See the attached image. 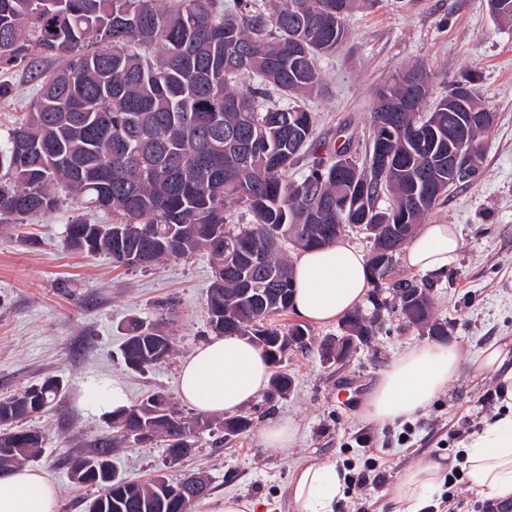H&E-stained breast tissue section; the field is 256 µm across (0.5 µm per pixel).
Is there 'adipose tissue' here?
Instances as JSON below:
<instances>
[{
  "instance_id": "adipose-tissue-1",
  "label": "adipose tissue",
  "mask_w": 512,
  "mask_h": 512,
  "mask_svg": "<svg viewBox=\"0 0 512 512\" xmlns=\"http://www.w3.org/2000/svg\"><path fill=\"white\" fill-rule=\"evenodd\" d=\"M461 247L454 225L427 224L406 248L404 262L423 274H444ZM293 311L304 321L326 325L361 304L370 289L366 259L345 239L305 251L294 264ZM505 351L493 346L478 358L454 347L421 344L400 354L377 380L365 404L366 418L377 425L404 423L422 411L462 372L502 370ZM271 364L244 336L210 339L180 365L177 393L196 411L232 414L268 387ZM503 415L485 422L465 438L463 463L471 490L489 500L512 498V390ZM453 468L428 457L416 460L390 488L393 506L423 512ZM346 479L333 464L298 467L290 481L296 512H335ZM58 489L44 472L19 467L0 477V512H57Z\"/></svg>"
}]
</instances>
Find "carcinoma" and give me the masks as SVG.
Returning <instances> with one entry per match:
<instances>
[{"label": "carcinoma", "instance_id": "carcinoma-1", "mask_svg": "<svg viewBox=\"0 0 512 512\" xmlns=\"http://www.w3.org/2000/svg\"><path fill=\"white\" fill-rule=\"evenodd\" d=\"M334 0H281L267 13L255 0H0V70L21 69L35 89L29 110L0 140V217L24 220L72 200L112 214L110 224L77 221L65 229L73 249L104 254L117 267L136 268L170 257L209 256L212 281L207 315L217 336L249 337L277 367L267 399L288 394L280 370L291 344L310 350L305 325L274 324L291 309L293 268L285 246H327L347 229L372 240L368 266L373 287L386 280L390 258L414 236L422 218L455 187L481 176L489 126L466 131L474 145V176L448 171V127L484 107L448 96L428 111L429 78L420 68L399 71L378 94L363 160L351 139L330 164L317 160L299 181L288 170L313 151L315 113L295 102L320 87L317 58L336 51L346 36L345 12ZM512 26V0H486ZM100 43L106 48L91 50ZM67 65L47 71V56ZM246 76L248 87L233 88ZM390 203L381 207V198ZM434 281L391 285L400 302L413 297L408 321L429 336L448 335L434 316ZM343 324L360 344L376 329L362 311ZM119 355L144 371L171 356L173 338L158 324L130 318ZM67 391L55 376L0 399V472L35 457L43 433L18 422L42 414ZM107 430L90 454L75 458L71 477L101 494L86 512H190L210 491L207 478L189 474L177 507L159 497V474L143 483L120 477L112 453L147 430L164 448H193L201 430L236 437L251 425L245 415L187 417L163 393L103 414Z\"/></svg>", "mask_w": 512, "mask_h": 512}]
</instances>
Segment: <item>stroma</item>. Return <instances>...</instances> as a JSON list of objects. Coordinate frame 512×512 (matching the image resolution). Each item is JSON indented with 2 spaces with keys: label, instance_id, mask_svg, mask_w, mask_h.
<instances>
[{
  "label": "stroma",
  "instance_id": "35a3bbf8",
  "mask_svg": "<svg viewBox=\"0 0 512 512\" xmlns=\"http://www.w3.org/2000/svg\"><path fill=\"white\" fill-rule=\"evenodd\" d=\"M346 40L320 57L318 93L304 104L317 117L315 139L333 144L339 133L353 137L363 152L379 90L399 70L423 68L430 100L446 95L453 81L469 76L483 106L495 115L484 138L487 150L481 179L452 190L425 218L428 224L455 225L462 245L432 295L438 318L447 320L445 342L470 359L491 344L506 345L512 366V26L499 23L485 0H361L348 15ZM95 219L74 203L16 222L0 219V398L56 376L67 385L49 412L27 419L46 437L29 467L46 471L58 488L57 512H84L92 488L73 482L72 458L90 452L105 428L101 414L82 401L83 385L109 378L123 383L130 403L155 392L178 401L181 362L212 336L206 315L211 266L204 254L170 258L146 268L113 266L103 256L68 248L67 224ZM39 242H23L24 233ZM130 317L162 324L175 338L164 363L143 372L126 369L115 358L121 327ZM426 334L405 326L395 309L383 314L372 341L345 361L321 362L317 351L289 352L284 371L293 379L286 398H257L243 409L252 424L243 434L219 441L217 432L199 433L193 452L170 462L162 445L129 444L112 462L126 479L144 481L163 474L176 480L201 472L212 494L264 500L272 512H295L288 483L308 462L345 466L366 459L374 449L387 462L393 484L421 457L456 456L452 433L462 418L480 427L485 393L501 384L497 373L463 372L423 414L413 419L410 441L402 426L367 421L360 408L389 364L405 350L426 343ZM277 419L292 420L296 441L273 451L260 433Z\"/></svg>",
  "mask_w": 512,
  "mask_h": 512
}]
</instances>
